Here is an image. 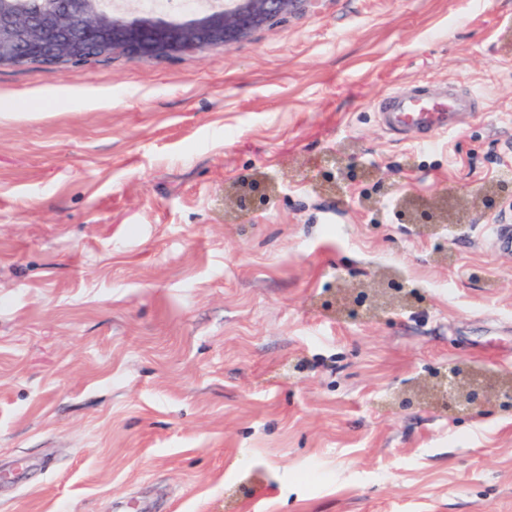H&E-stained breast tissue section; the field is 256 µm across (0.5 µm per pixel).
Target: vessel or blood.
Masks as SVG:
<instances>
[{
  "label": "vessel or blood",
  "mask_w": 512,
  "mask_h": 512,
  "mask_svg": "<svg viewBox=\"0 0 512 512\" xmlns=\"http://www.w3.org/2000/svg\"><path fill=\"white\" fill-rule=\"evenodd\" d=\"M477 97L457 85H448L443 101L399 91L382 107L386 125L395 130H416L427 134L458 127L462 115L476 111Z\"/></svg>",
  "instance_id": "1"
}]
</instances>
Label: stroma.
Here are the masks:
<instances>
[{
	"instance_id": "obj_1",
	"label": "stroma",
	"mask_w": 512,
	"mask_h": 512,
	"mask_svg": "<svg viewBox=\"0 0 512 512\" xmlns=\"http://www.w3.org/2000/svg\"><path fill=\"white\" fill-rule=\"evenodd\" d=\"M475 114L389 129L400 88ZM362 176L321 186L328 155ZM512 0H316L232 49L0 69V512H512ZM244 178L270 203L233 212ZM445 201L457 232L397 221ZM381 205V216L369 210ZM415 308L349 318L381 276ZM438 387L448 409L480 410L491 401L512 408V383L487 378L469 367L452 368L440 378Z\"/></svg>"
}]
</instances>
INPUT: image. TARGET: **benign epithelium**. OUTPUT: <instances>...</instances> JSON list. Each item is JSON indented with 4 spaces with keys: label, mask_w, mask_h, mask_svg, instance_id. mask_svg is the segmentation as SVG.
<instances>
[{
    "label": "benign epithelium",
    "mask_w": 512,
    "mask_h": 512,
    "mask_svg": "<svg viewBox=\"0 0 512 512\" xmlns=\"http://www.w3.org/2000/svg\"><path fill=\"white\" fill-rule=\"evenodd\" d=\"M309 0H199L198 4L175 18L143 0H71L64 12L46 13L31 18L16 7V0H0V68L12 67L22 60L24 48L41 44L47 35H59L52 44L49 61L55 64H81L84 51L75 30L86 33L112 30V44L100 46L102 54L120 52L132 60L176 58L203 52L212 47L231 49L255 32L298 10ZM331 157L322 170V180L336 186L339 180L355 177V170L336 168ZM512 194V180L500 181L482 193L483 205L491 209L499 195ZM269 200L268 184L259 180L242 181L234 194L236 209L256 210ZM446 206L424 207L398 205V220L418 226H438L445 221ZM381 297L407 308L418 300L416 292L405 289L402 281L389 278ZM439 392L450 409L479 410L490 402L512 408V383L487 378L468 367H454L440 378Z\"/></svg>",
    "instance_id": "7a95c632"
}]
</instances>
